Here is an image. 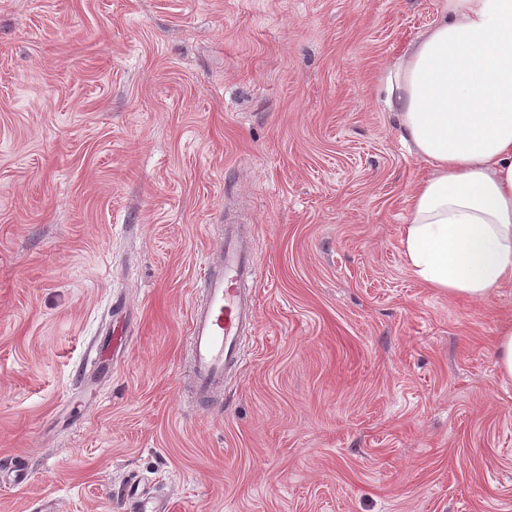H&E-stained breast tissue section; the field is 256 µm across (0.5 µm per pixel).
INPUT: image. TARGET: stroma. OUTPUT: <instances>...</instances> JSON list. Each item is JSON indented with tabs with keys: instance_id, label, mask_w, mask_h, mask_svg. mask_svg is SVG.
I'll list each match as a JSON object with an SVG mask.
<instances>
[{
	"instance_id": "35a3bbf8",
	"label": "stroma",
	"mask_w": 512,
	"mask_h": 512,
	"mask_svg": "<svg viewBox=\"0 0 512 512\" xmlns=\"http://www.w3.org/2000/svg\"><path fill=\"white\" fill-rule=\"evenodd\" d=\"M443 0H0V512H512V286L400 244L427 163L377 93ZM259 257L211 409L218 224ZM124 306L129 343L96 351ZM216 255L207 261L189 325V359L194 396L205 404L224 386V374L247 363L243 336L253 325L257 254L243 241L241 225L222 224ZM498 368L505 380H512V320L505 321L497 332Z\"/></svg>"
}]
</instances>
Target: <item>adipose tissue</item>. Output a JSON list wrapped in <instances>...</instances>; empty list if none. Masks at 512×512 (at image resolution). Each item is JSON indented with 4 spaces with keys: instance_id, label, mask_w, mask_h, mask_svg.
<instances>
[{
    "instance_id": "1",
    "label": "adipose tissue",
    "mask_w": 512,
    "mask_h": 512,
    "mask_svg": "<svg viewBox=\"0 0 512 512\" xmlns=\"http://www.w3.org/2000/svg\"><path fill=\"white\" fill-rule=\"evenodd\" d=\"M379 93L431 167L401 239L412 274L472 300L512 285V0H443Z\"/></svg>"
}]
</instances>
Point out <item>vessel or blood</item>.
<instances>
[{"label": "vessel or blood", "mask_w": 512, "mask_h": 512, "mask_svg": "<svg viewBox=\"0 0 512 512\" xmlns=\"http://www.w3.org/2000/svg\"><path fill=\"white\" fill-rule=\"evenodd\" d=\"M259 273L256 253L248 248L239 224H223L216 254L198 280L189 325V359L198 403L224 385L227 371L248 360L243 338L255 316L254 287Z\"/></svg>", "instance_id": "obj_1"}]
</instances>
